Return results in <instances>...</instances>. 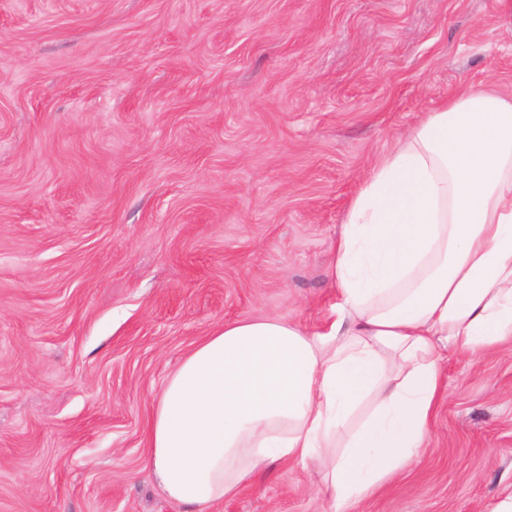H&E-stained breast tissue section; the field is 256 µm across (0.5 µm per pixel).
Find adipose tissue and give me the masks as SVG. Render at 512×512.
Instances as JSON below:
<instances>
[{"label":"adipose tissue","instance_id":"adipose-tissue-1","mask_svg":"<svg viewBox=\"0 0 512 512\" xmlns=\"http://www.w3.org/2000/svg\"><path fill=\"white\" fill-rule=\"evenodd\" d=\"M326 332L225 323L166 379L146 465L196 512L268 464L329 459L335 512L417 459L443 351L512 343V96L464 88L427 113L355 196Z\"/></svg>","mask_w":512,"mask_h":512}]
</instances>
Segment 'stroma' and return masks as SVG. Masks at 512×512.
I'll use <instances>...</instances> for the list:
<instances>
[{"label":"stroma","instance_id":"35a3bbf8","mask_svg":"<svg viewBox=\"0 0 512 512\" xmlns=\"http://www.w3.org/2000/svg\"><path fill=\"white\" fill-rule=\"evenodd\" d=\"M499 0H0V512H193L144 466L166 377L224 322L325 331L373 165L469 85ZM419 459L354 512L512 491V346H452ZM270 465L210 512H332Z\"/></svg>","mask_w":512,"mask_h":512}]
</instances>
